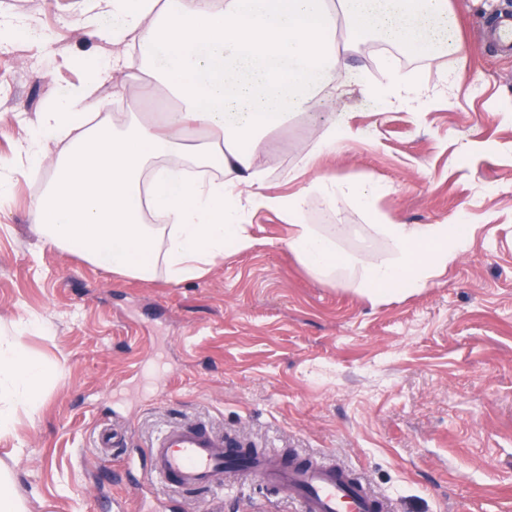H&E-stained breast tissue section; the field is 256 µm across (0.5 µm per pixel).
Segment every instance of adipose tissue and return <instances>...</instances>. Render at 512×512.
<instances>
[{
	"mask_svg": "<svg viewBox=\"0 0 512 512\" xmlns=\"http://www.w3.org/2000/svg\"><path fill=\"white\" fill-rule=\"evenodd\" d=\"M86 24L109 58H83V82L51 99L22 146L26 167L0 164V196L27 166L49 180L32 210L40 236L87 262L128 277L164 275L179 284L202 277L225 251L252 247L248 221L260 209L291 226L288 248L319 278L358 265V291L377 303L426 287L465 253L468 225L400 224L378 217L389 257L339 256L341 225L308 223L310 198L372 210L379 186L316 174L318 158L348 137L324 128L300 159L314 177L303 191L265 194L260 145L315 107L323 93L354 85L382 107L419 105L427 89L398 69L371 81L344 59L377 42L428 62L461 51L450 0H90ZM110 18L97 24L98 14ZM144 74L131 97L169 101L145 117L107 112L99 88L113 73ZM44 369L21 339L0 344V433L19 408L34 407Z\"/></svg>",
	"mask_w": 512,
	"mask_h": 512,
	"instance_id": "obj_1",
	"label": "adipose tissue"
}]
</instances>
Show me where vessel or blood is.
<instances>
[{"label":"vessel or blood","instance_id":"b4317fda","mask_svg":"<svg viewBox=\"0 0 512 512\" xmlns=\"http://www.w3.org/2000/svg\"><path fill=\"white\" fill-rule=\"evenodd\" d=\"M490 41L512 51L511 11L498 17ZM145 459V479L180 494L222 487L227 476L239 474L286 492L299 512H385L381 498L332 460L246 448L199 420L160 432Z\"/></svg>","mask_w":512,"mask_h":512}]
</instances>
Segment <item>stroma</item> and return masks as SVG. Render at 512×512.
Returning <instances> with one entry per match:
<instances>
[{
	"instance_id": "35a3bbf8",
	"label": "stroma",
	"mask_w": 512,
	"mask_h": 512,
	"mask_svg": "<svg viewBox=\"0 0 512 512\" xmlns=\"http://www.w3.org/2000/svg\"><path fill=\"white\" fill-rule=\"evenodd\" d=\"M464 52L400 71L429 95L383 109L358 89L325 96L257 152L266 192L303 190L302 153L339 122L350 137L317 171L372 179L376 209L404 224L465 213L469 251L418 292L375 304L310 275L288 222L257 211L252 248L174 284L114 274L42 240L31 171L0 198V341L21 337L45 374L36 412L0 434V468L26 512H148L144 447L164 427L206 421L253 448L328 456L390 499L388 512H512V55L483 33L512 0H450ZM87 0H0L51 37L0 49V159L15 162L45 103L83 78L73 60L111 52L85 24ZM457 80L443 85L444 71ZM312 224H343L340 252L389 253L350 202ZM112 427L118 446L96 445ZM174 512H294L240 475L178 496Z\"/></svg>"
}]
</instances>
